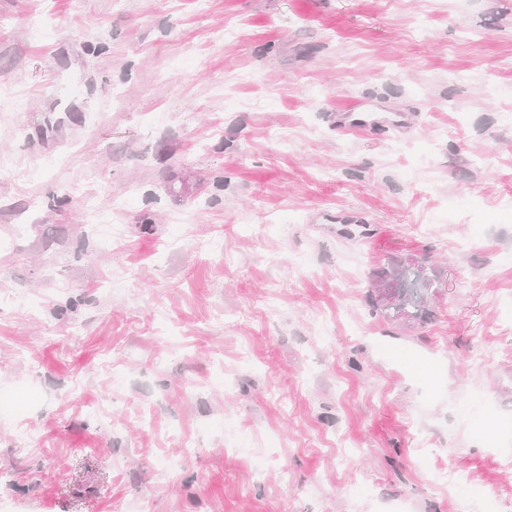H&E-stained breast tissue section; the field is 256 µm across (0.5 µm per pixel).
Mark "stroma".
Masks as SVG:
<instances>
[{"label": "stroma", "instance_id": "35a3bbf8", "mask_svg": "<svg viewBox=\"0 0 512 512\" xmlns=\"http://www.w3.org/2000/svg\"><path fill=\"white\" fill-rule=\"evenodd\" d=\"M0 91V512H512V0H0ZM357 110L358 105H350L344 112H337L336 128L344 133H357L372 128L374 122L361 118L364 113L356 112ZM373 276L367 296L373 313L404 325H422L432 319L438 276L428 257L392 258Z\"/></svg>", "mask_w": 512, "mask_h": 512}]
</instances>
